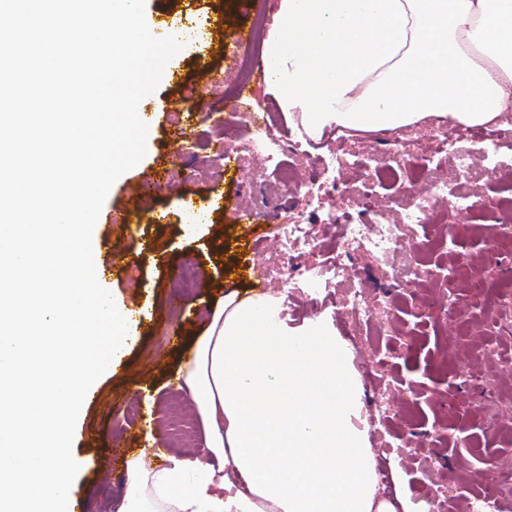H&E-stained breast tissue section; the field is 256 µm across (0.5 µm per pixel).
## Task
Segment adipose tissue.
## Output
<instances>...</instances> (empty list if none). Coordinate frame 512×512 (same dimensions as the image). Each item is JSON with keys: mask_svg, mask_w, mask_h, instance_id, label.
Masks as SVG:
<instances>
[{"mask_svg": "<svg viewBox=\"0 0 512 512\" xmlns=\"http://www.w3.org/2000/svg\"><path fill=\"white\" fill-rule=\"evenodd\" d=\"M266 82L308 135L512 112V0H279ZM231 291L177 371L206 455L128 458L118 512H397L357 429L352 354L323 317Z\"/></svg>", "mask_w": 512, "mask_h": 512, "instance_id": "ef3b65f1", "label": "adipose tissue"}]
</instances>
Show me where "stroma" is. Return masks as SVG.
Instances as JSON below:
<instances>
[{
	"label": "stroma",
	"mask_w": 512,
	"mask_h": 512,
	"mask_svg": "<svg viewBox=\"0 0 512 512\" xmlns=\"http://www.w3.org/2000/svg\"><path fill=\"white\" fill-rule=\"evenodd\" d=\"M255 0H146L147 23L176 22L189 27L201 18L193 46L179 51L157 88L144 97L139 111L156 113L141 161L111 187L94 232L99 241L97 265L106 272L103 286L123 300L147 309L139 339L116 374L101 376L90 387L78 420L72 455L79 472L71 493L81 512H117L125 492L109 471L113 450L122 456L143 454L149 464L177 453L169 423L186 414L191 399L177 386L180 355L208 319L225 291H277L266 267L273 254L274 233L290 212L304 201L292 183L265 167L260 153L248 143L249 115L264 113L274 131L305 141L309 154L321 146L346 153L380 151L399 146L412 155L433 153L429 180L447 188L440 205L441 221L410 229V237L436 239L423 260L432 279L404 288L387 287L382 270L405 273L408 256L394 255L384 263L368 260L365 275L374 307V322H355L338 304L335 292L309 296L289 293L284 316L289 325L326 316L353 354L352 366L361 383V427L378 465L388 466L392 479L379 494L403 498L409 512H470L475 495L495 500L497 512H512V374H496L502 359L512 358V293L489 302L484 282L512 272V253L489 263L487 254L502 225L512 214H487L490 198L512 197V178L476 166L458 174V154L473 151L461 140L438 147V128L429 119L399 130L373 132L324 129L307 136L299 112L283 111L279 100L265 91L262 70H255L244 97L228 101L215 75L233 79L244 52L241 35L251 32ZM235 111L233 159L219 160L218 146L204 117L208 110ZM347 193L333 203L345 212L369 205L374 221H394L401 204L388 199L366 202L360 170L347 169ZM149 183L147 198L131 197L129 188ZM465 198L484 225L475 235L471 224L453 210ZM201 210L206 228L192 240L182 230L186 206ZM128 215L129 224L112 221L113 210ZM163 213L157 223L151 213ZM192 259L197 280L171 305L179 267ZM393 402L391 413L380 414L377 398ZM465 427L468 444L450 447L444 430ZM160 436L153 449L152 436ZM495 472L485 477L486 463Z\"/></svg>",
	"instance_id": "obj_1"
}]
</instances>
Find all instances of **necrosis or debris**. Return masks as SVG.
Returning <instances> with one entry per match:
<instances>
[{
	"label": "necrosis or debris",
	"instance_id": "1",
	"mask_svg": "<svg viewBox=\"0 0 512 512\" xmlns=\"http://www.w3.org/2000/svg\"><path fill=\"white\" fill-rule=\"evenodd\" d=\"M252 147L264 155L274 172L288 181L296 183L306 203L304 211L293 214L287 223L277 228V265L273 277L288 289L306 288L319 293L327 288H341L343 308L358 322L372 321L374 310L368 303V282L360 273L365 259H386L389 255L403 254L411 246L406 231L415 226L433 223L436 203L444 199L443 187L430 185L425 192H418L419 180L428 171L431 158L427 155L415 159L405 158L403 152H389L382 159L372 155L344 157L338 152H329L319 160V173L302 176L299 167L287 162L288 154L299 153L298 144L290 138L271 131L266 119L253 115ZM471 136L482 148L478 155L463 154L458 158V172H468L474 159H481L490 167H497L500 134L487 127L453 126L440 129L436 135L439 145H450L459 138ZM354 164L370 171L366 196L378 191L408 192L413 199L396 223H376L363 212L340 218L338 213L325 210L324 199L342 187L341 173L347 164ZM334 230L340 243L335 254L321 264H307L302 260L308 247L314 245L318 226Z\"/></svg>",
	"mask_w": 512,
	"mask_h": 512
}]
</instances>
